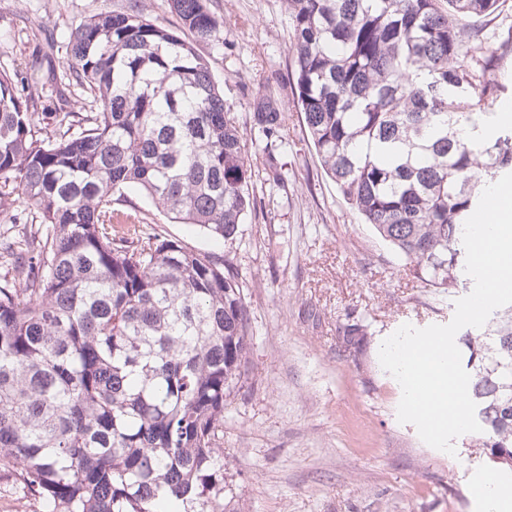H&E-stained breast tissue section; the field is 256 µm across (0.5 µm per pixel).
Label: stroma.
Listing matches in <instances>:
<instances>
[{"label": "stroma", "mask_w": 512, "mask_h": 512, "mask_svg": "<svg viewBox=\"0 0 512 512\" xmlns=\"http://www.w3.org/2000/svg\"><path fill=\"white\" fill-rule=\"evenodd\" d=\"M126 2L0 0V71L43 85L31 105L45 116L43 135L59 129L61 97L95 108L67 70L71 31ZM209 8L223 40L200 51L224 84L226 111L248 126L256 94H270L285 115L283 144L255 154V205L231 243L168 222L138 192H126L125 205L145 214L147 232L227 256L246 281L252 346L224 410L235 512H484L466 482L490 470L488 459L472 454L467 436L450 455L400 423L401 387L378 358L402 324L449 323L454 297L413 279L324 174L297 105L284 0ZM275 169L285 185L272 201L260 184ZM350 317L368 328L359 352L344 341Z\"/></svg>", "instance_id": "obj_1"}]
</instances>
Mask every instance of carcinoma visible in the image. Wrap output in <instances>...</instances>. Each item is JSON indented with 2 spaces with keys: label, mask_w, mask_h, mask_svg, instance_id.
Returning a JSON list of instances; mask_svg holds the SVG:
<instances>
[{
  "label": "carcinoma",
  "mask_w": 512,
  "mask_h": 512,
  "mask_svg": "<svg viewBox=\"0 0 512 512\" xmlns=\"http://www.w3.org/2000/svg\"><path fill=\"white\" fill-rule=\"evenodd\" d=\"M297 103L324 172L375 235L438 294L466 287L465 220L512 173V125L475 110L509 90L501 52L464 18L500 0H284ZM190 39L131 0L71 32L67 66L99 103L41 135L38 88L0 73V466L42 512H229L224 408L252 329L229 258L134 239L114 194L233 241L253 206L248 147L271 152L283 112L265 93L243 131L199 46L208 0H170ZM366 335L347 321V342ZM456 344L482 431L469 447L512 473V305Z\"/></svg>",
  "instance_id": "obj_1"
}]
</instances>
